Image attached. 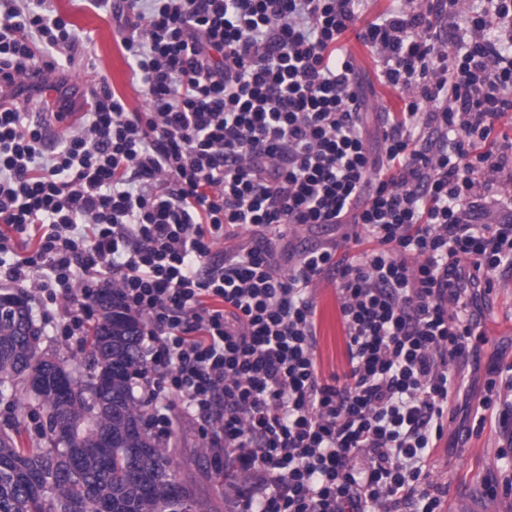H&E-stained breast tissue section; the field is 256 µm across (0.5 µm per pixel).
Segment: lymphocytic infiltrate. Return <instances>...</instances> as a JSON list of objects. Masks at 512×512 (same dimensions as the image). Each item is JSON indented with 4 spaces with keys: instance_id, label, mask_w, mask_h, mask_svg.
Here are the masks:
<instances>
[{
    "instance_id": "obj_1",
    "label": "lymphocytic infiltrate",
    "mask_w": 512,
    "mask_h": 512,
    "mask_svg": "<svg viewBox=\"0 0 512 512\" xmlns=\"http://www.w3.org/2000/svg\"><path fill=\"white\" fill-rule=\"evenodd\" d=\"M361 0H92L123 31L145 108L107 83L47 149L48 127L0 103V280L74 304L118 290L142 322L139 386L160 433L181 400L212 422L238 512H442L427 482L448 399L477 349L474 299L512 269V222L479 223L512 169V0H430L359 38L408 94L372 149L340 41ZM452 15L447 47L432 20ZM76 34L48 0H0V84L38 89ZM347 224L362 255L272 234ZM251 230L250 245L213 249ZM32 238L14 253L11 235ZM335 271L348 369L322 379L309 287Z\"/></svg>"
}]
</instances>
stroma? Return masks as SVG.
Segmentation results:
<instances>
[{
	"instance_id": "1",
	"label": "stroma",
	"mask_w": 512,
	"mask_h": 512,
	"mask_svg": "<svg viewBox=\"0 0 512 512\" xmlns=\"http://www.w3.org/2000/svg\"><path fill=\"white\" fill-rule=\"evenodd\" d=\"M55 12L71 23L80 37V49L65 66V97L68 111L83 112L89 84L107 82L129 109H143L139 81L132 69V59L121 45L122 36L111 15L94 8L89 0H50ZM399 6L408 12L426 11L427 0H363L359 17L341 39L348 51L365 93L368 130L371 141H379L383 127L380 115L400 111L406 94L379 78L382 67L375 52L360 43L357 33L381 14ZM352 227H295L277 243L280 264H287L289 250H302L319 244H337L339 252L361 254L362 245L351 241ZM29 298L33 316L43 330L45 346L66 357L77 352L79 339L63 332L66 298L37 301L29 286H22ZM317 306L318 336L315 355L322 375L343 374L347 369L343 332L336 304V274L324 273L311 287ZM482 318L476 341L478 369L448 402V418L441 440L430 460V480L447 488L444 512H512V491L503 479L512 473V453L501 456L512 438V414L503 420L476 429L468 409L476 408L486 394L487 370L492 366L512 364V270L497 272L494 286L478 299ZM172 425L167 438L177 450V478L191 485L198 497L218 505L220 512H232L224 496L225 481L213 466L209 426L200 417L173 407Z\"/></svg>"
}]
</instances>
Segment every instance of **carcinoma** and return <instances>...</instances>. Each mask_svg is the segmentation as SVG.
Returning <instances> with one entry per match:
<instances>
[{
    "instance_id": "cac0c4a2",
    "label": "carcinoma",
    "mask_w": 512,
    "mask_h": 512,
    "mask_svg": "<svg viewBox=\"0 0 512 512\" xmlns=\"http://www.w3.org/2000/svg\"><path fill=\"white\" fill-rule=\"evenodd\" d=\"M95 304L85 376L41 348L24 296L0 294V398L20 394L46 416L36 438L17 416L0 430V512H219L176 481V448L147 430L132 386L145 370L138 319L113 291ZM59 372L72 390L59 392Z\"/></svg>"
}]
</instances>
